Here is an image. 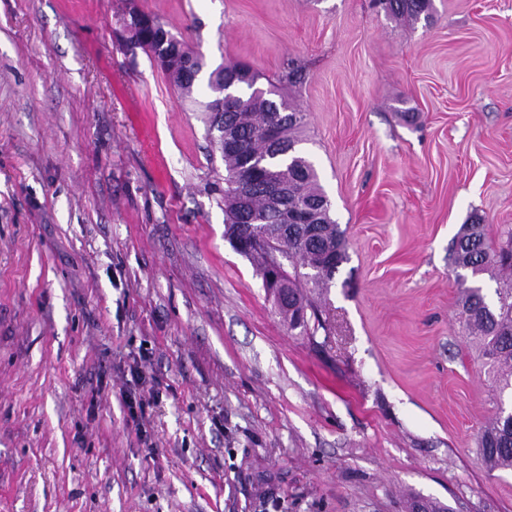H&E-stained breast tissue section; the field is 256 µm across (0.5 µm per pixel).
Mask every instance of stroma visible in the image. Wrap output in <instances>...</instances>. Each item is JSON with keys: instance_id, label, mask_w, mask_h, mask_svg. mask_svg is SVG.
<instances>
[{"instance_id": "obj_1", "label": "stroma", "mask_w": 512, "mask_h": 512, "mask_svg": "<svg viewBox=\"0 0 512 512\" xmlns=\"http://www.w3.org/2000/svg\"><path fill=\"white\" fill-rule=\"evenodd\" d=\"M131 3L262 91L301 66L300 150L347 241L329 332L289 330L225 239L205 96L125 53ZM433 7L0 0V512H512L458 318L497 283L452 255L462 225L512 230V0ZM384 9L393 15L401 16L412 22H418L423 17L428 21L433 9L432 0H376ZM130 383L132 389L126 390L124 394L125 403L128 409L133 413L134 407L143 413V407L152 403L158 396L153 386L147 387V381L137 366L130 367Z\"/></svg>"}]
</instances>
